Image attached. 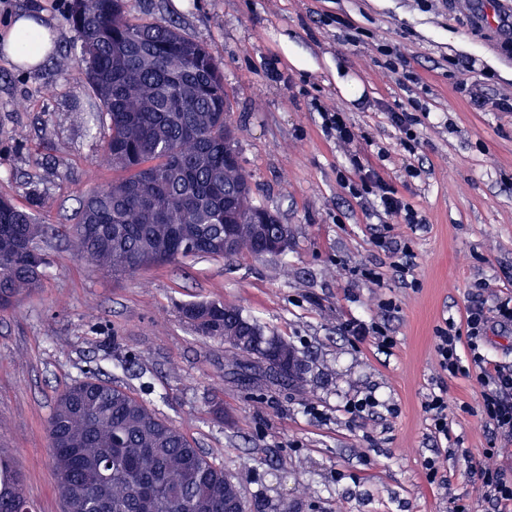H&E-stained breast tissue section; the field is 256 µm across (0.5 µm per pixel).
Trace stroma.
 <instances>
[{
    "instance_id": "stroma-1",
    "label": "stroma",
    "mask_w": 512,
    "mask_h": 512,
    "mask_svg": "<svg viewBox=\"0 0 512 512\" xmlns=\"http://www.w3.org/2000/svg\"><path fill=\"white\" fill-rule=\"evenodd\" d=\"M177 22L223 64L228 118L257 201L288 226L285 254L195 258L130 277L100 272L66 238L45 247L43 286L0 312V455L17 461L35 512H63L47 421L66 385L96 372L156 409L233 473L247 504L293 512H489L468 457L512 466V439L486 425L480 387L440 369L434 330L465 328L473 300L512 297V0H133ZM42 14L56 50L77 33L68 0H0ZM494 12L497 25L485 23ZM289 37L319 69L285 59ZM360 82L345 98L329 68ZM78 69L48 58L36 72L0 54V195L21 207L47 192L53 224L72 223L81 194L110 180ZM412 117L395 127L391 111ZM341 112L339 139L322 113ZM30 135L18 143L19 132ZM393 188L420 223L385 216L352 163ZM415 266L395 268L402 250ZM221 298L290 340L299 387L248 386L221 341L199 335L181 304ZM367 332L355 336L352 323ZM391 336L392 345L382 343ZM448 396V434L424 401ZM361 399L376 403L358 414ZM222 402L223 418L212 412ZM435 460L448 482L429 481Z\"/></svg>"
}]
</instances>
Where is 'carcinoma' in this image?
Masks as SVG:
<instances>
[{
  "label": "carcinoma",
  "mask_w": 512,
  "mask_h": 512,
  "mask_svg": "<svg viewBox=\"0 0 512 512\" xmlns=\"http://www.w3.org/2000/svg\"><path fill=\"white\" fill-rule=\"evenodd\" d=\"M78 33L58 58L82 68L98 110L80 116L107 126L102 150L121 176L94 186L67 229L75 258L114 275L192 257L265 255L274 222L253 223L266 210L253 196L252 175L224 162L228 121L224 71L208 49L175 24L134 15L131 0H71ZM235 205L236 221L221 222ZM46 201L33 190L30 207L0 197V311L41 287L48 261L41 243L58 232L40 218ZM233 238L224 249V236ZM201 335L247 337L224 348L240 379H253L271 355L294 345L264 339L266 327L220 299L180 306ZM48 450L64 504L76 512H224L242 499L223 467L144 401L93 373L56 398L47 424ZM29 500L14 460L0 457V512H24Z\"/></svg>",
  "instance_id": "1"
}]
</instances>
